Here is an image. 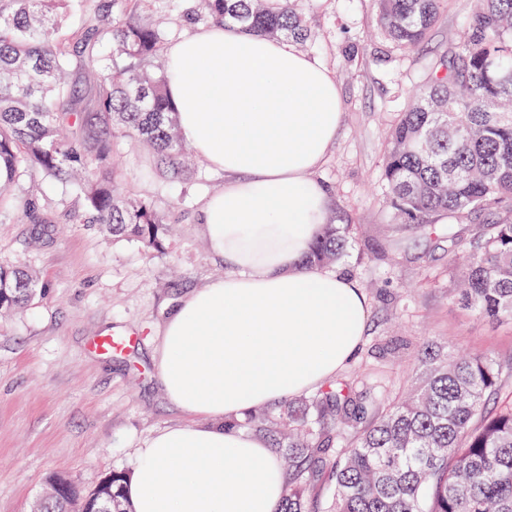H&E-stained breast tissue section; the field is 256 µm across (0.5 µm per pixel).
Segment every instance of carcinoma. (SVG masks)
Wrapping results in <instances>:
<instances>
[{
  "instance_id": "1",
  "label": "carcinoma",
  "mask_w": 512,
  "mask_h": 512,
  "mask_svg": "<svg viewBox=\"0 0 512 512\" xmlns=\"http://www.w3.org/2000/svg\"><path fill=\"white\" fill-rule=\"evenodd\" d=\"M70 0H0V218L43 221L44 204L25 180L53 181L80 197L66 214L96 224L112 240L162 248L166 210L136 194L112 163L119 140L146 145L147 177L177 183L197 177L166 89L168 30L136 0H105L81 29L64 31ZM285 0H182L187 25L233 24L304 44L310 29ZM380 32L411 49L433 34L447 0H375ZM107 34L110 51H99ZM77 67L92 82L81 92ZM382 182L398 214L415 222L495 210L496 221L462 239L446 225L460 303L480 315L512 318V0H477L463 38L436 50L425 78L388 134ZM344 224H324L307 265L335 262ZM39 280L0 265V313L27 304ZM424 371L409 392L374 409L348 384L284 400L224 420L261 434L290 475L276 512H320L304 475L330 464L333 494L325 512H512V396L490 415L502 366L485 354L453 358L423 351ZM355 433L334 447L336 428ZM114 473L88 493L62 472L50 475L37 512H133Z\"/></svg>"
}]
</instances>
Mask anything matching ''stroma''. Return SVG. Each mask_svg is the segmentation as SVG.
Returning <instances> with one entry per match:
<instances>
[{
	"label": "stroma",
	"instance_id": "1",
	"mask_svg": "<svg viewBox=\"0 0 512 512\" xmlns=\"http://www.w3.org/2000/svg\"><path fill=\"white\" fill-rule=\"evenodd\" d=\"M472 0H448L433 35L405 53L376 38L374 0H301L312 37L303 52L335 77L343 102L336 143L317 172L330 190L328 221L348 227L337 270L361 288L369 321L361 348L341 372L378 405L415 375L429 342L449 354L480 351L504 365L501 388L484 405L497 411L512 395V321H491L457 300L443 218H396L381 181L387 136L428 57L451 42ZM128 185L167 206L178 200L173 231L160 253L115 241L97 225L63 220L76 196L60 199L51 182H32L49 224L0 221V264L37 272L43 286L24 308L0 319V512H32L49 474L63 472L81 492L113 472H131L138 448L156 432L189 423L156 380L161 329L180 297L223 277L196 216L224 176L161 187L144 178L150 152L119 142ZM127 333L134 346L103 356L93 336Z\"/></svg>",
	"mask_w": 512,
	"mask_h": 512
}]
</instances>
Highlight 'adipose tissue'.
<instances>
[{
  "instance_id": "ef3b65f1",
  "label": "adipose tissue",
  "mask_w": 512,
  "mask_h": 512,
  "mask_svg": "<svg viewBox=\"0 0 512 512\" xmlns=\"http://www.w3.org/2000/svg\"><path fill=\"white\" fill-rule=\"evenodd\" d=\"M166 57L179 134L225 177L198 222L228 270L171 311L156 362L168 400L208 423L147 439L125 494L135 512H274L275 455L224 419L322 385L359 350L361 289L304 263L327 220L314 173L342 101L330 72L294 45L235 26L190 30Z\"/></svg>"
}]
</instances>
